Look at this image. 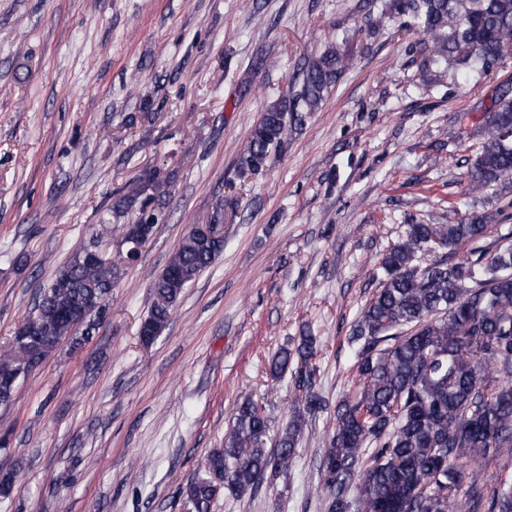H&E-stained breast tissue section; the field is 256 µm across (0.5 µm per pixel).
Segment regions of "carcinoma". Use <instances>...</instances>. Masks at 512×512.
<instances>
[{"instance_id":"obj_1","label":"carcinoma","mask_w":512,"mask_h":512,"mask_svg":"<svg viewBox=\"0 0 512 512\" xmlns=\"http://www.w3.org/2000/svg\"><path fill=\"white\" fill-rule=\"evenodd\" d=\"M394 18L424 36L423 64L450 74L487 72L512 54V0H388L376 28ZM351 64L345 45L331 44L302 72L299 89L269 106L251 131L236 162L242 175L269 166L288 134L302 128ZM484 140L467 168L468 192L499 184L512 187V83L483 113ZM169 194L158 168L144 170L135 185L118 192L110 219L136 214V223L158 226L166 215L160 199ZM499 211H472L455 224H406L379 260L378 286L351 326L357 383L338 401L334 428L319 465V491L327 512H512V479L486 480L479 470L496 463L512 467V235H497ZM78 247L34 301L36 332L16 336L0 358V404L10 403L19 381L14 373L42 362L62 344L77 348L101 325L89 309L85 333L63 311L96 295L109 301L122 267L139 251H119L107 266L84 260ZM438 248L448 253L421 262ZM224 251V240L188 229L156 277L153 300L140 325L149 344L166 328L184 289ZM70 288L60 291L55 281ZM318 354L307 334L277 353L271 372L292 362L297 392L276 450L267 449L270 420L245 397L237 405L224 447L212 449L203 470L179 491L191 512H211L222 491L237 497L256 491L265 479L288 471L297 456L305 415L326 409L313 390Z\"/></svg>"}]
</instances>
